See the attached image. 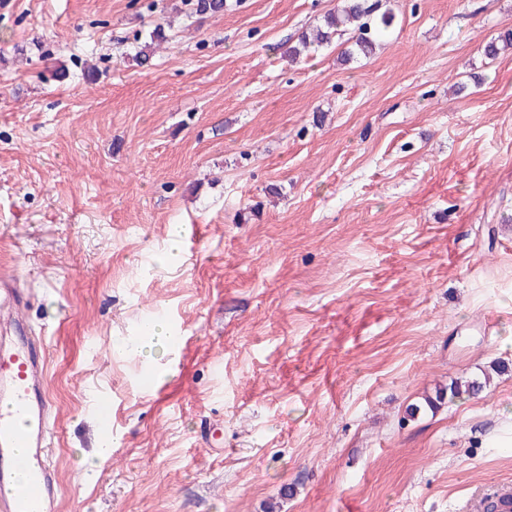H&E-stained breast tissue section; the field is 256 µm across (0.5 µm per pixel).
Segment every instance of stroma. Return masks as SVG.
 I'll return each mask as SVG.
<instances>
[{"mask_svg":"<svg viewBox=\"0 0 512 512\" xmlns=\"http://www.w3.org/2000/svg\"><path fill=\"white\" fill-rule=\"evenodd\" d=\"M338 5L0 0V278L46 350L58 512H471L512 484V52L484 54L512 0H381L370 58L282 57ZM150 316L177 342L147 388L112 350Z\"/></svg>","mask_w":512,"mask_h":512,"instance_id":"35a3bbf8","label":"stroma"}]
</instances>
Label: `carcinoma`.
Here are the masks:
<instances>
[{"label": "carcinoma", "mask_w": 512, "mask_h": 512, "mask_svg": "<svg viewBox=\"0 0 512 512\" xmlns=\"http://www.w3.org/2000/svg\"><path fill=\"white\" fill-rule=\"evenodd\" d=\"M380 0H342L341 8L329 14L324 24L314 27L310 32L301 35L298 43L288 47L286 54L292 61L299 59L310 49H319L332 44L336 35L351 29L352 47L342 53L347 61L356 55L369 57L374 53L378 37L392 25L394 16L385 11L379 12ZM190 10L195 16L204 18L224 12V0H190ZM165 35L161 26H156L149 33V41L136 54L140 64L149 62L148 49L151 45L162 41ZM512 49V31H507L498 39L488 43L484 54L489 59L497 58L501 53Z\"/></svg>", "instance_id": "cac0c4a2"}]
</instances>
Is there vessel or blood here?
Returning <instances> with one entry per match:
<instances>
[{
	"mask_svg": "<svg viewBox=\"0 0 512 512\" xmlns=\"http://www.w3.org/2000/svg\"><path fill=\"white\" fill-rule=\"evenodd\" d=\"M45 358L25 340L0 348V512H55L48 458L52 401L41 383Z\"/></svg>",
	"mask_w": 512,
	"mask_h": 512,
	"instance_id": "1",
	"label": "vessel or blood"
}]
</instances>
